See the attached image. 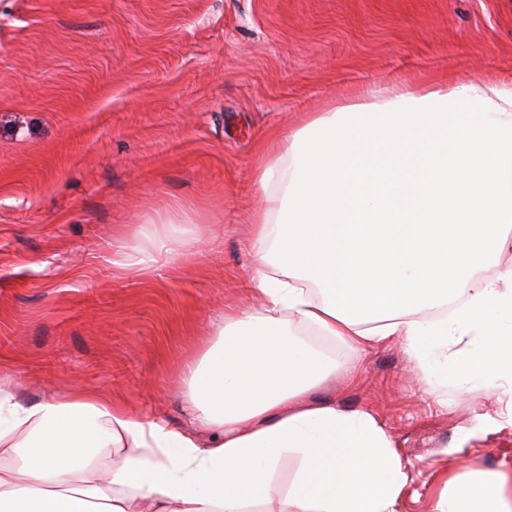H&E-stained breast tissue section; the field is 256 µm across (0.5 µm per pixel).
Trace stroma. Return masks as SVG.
Returning a JSON list of instances; mask_svg holds the SVG:
<instances>
[{
  "label": "stroma",
  "instance_id": "stroma-1",
  "mask_svg": "<svg viewBox=\"0 0 512 512\" xmlns=\"http://www.w3.org/2000/svg\"><path fill=\"white\" fill-rule=\"evenodd\" d=\"M512 80V0H0V375L22 403L83 387L188 434V362L255 309L252 166L274 133L369 86ZM171 215L194 248L155 262ZM147 269L111 263L116 246ZM335 359L310 397L373 413L410 472L512 469L507 395L436 385L402 343Z\"/></svg>",
  "mask_w": 512,
  "mask_h": 512
}]
</instances>
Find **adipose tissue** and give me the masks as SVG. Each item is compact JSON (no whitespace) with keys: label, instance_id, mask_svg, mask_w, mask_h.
Listing matches in <instances>:
<instances>
[{"label":"adipose tissue","instance_id":"adipose-tissue-1","mask_svg":"<svg viewBox=\"0 0 512 512\" xmlns=\"http://www.w3.org/2000/svg\"><path fill=\"white\" fill-rule=\"evenodd\" d=\"M252 179L262 308L225 312L186 371L208 438L82 389L25 405L0 378V512H395L406 466L374 414L310 401L336 363L293 321L357 350L400 340L439 384L512 396V265L484 273L512 225V81L365 89L269 143ZM435 512H512V471L449 476ZM300 467V458L298 455L289 453L284 457L278 467L271 473L270 480L272 486L279 494H285L288 486L293 482Z\"/></svg>","mask_w":512,"mask_h":512}]
</instances>
